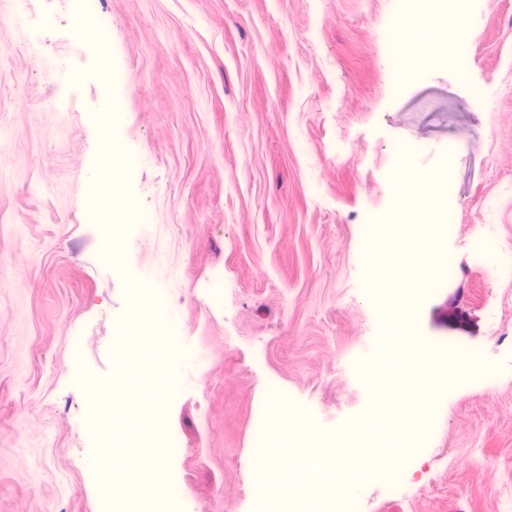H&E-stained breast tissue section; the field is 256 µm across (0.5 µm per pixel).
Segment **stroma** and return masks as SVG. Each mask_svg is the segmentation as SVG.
<instances>
[{"label":"stroma","mask_w":512,"mask_h":512,"mask_svg":"<svg viewBox=\"0 0 512 512\" xmlns=\"http://www.w3.org/2000/svg\"><path fill=\"white\" fill-rule=\"evenodd\" d=\"M466 56L428 21L396 31L400 0H89L124 78L116 139L137 151L112 175L137 238L88 223V155H103L94 84L65 109L58 61L73 51L66 0H0V512H102L84 467L94 421H112L115 495L145 512H262L252 436L276 449L272 500L324 481V447L356 424L403 448L427 372L482 364L436 408L438 429L394 484L363 477L357 512H512V0H466ZM420 63L395 80V50ZM431 147L451 211L435 249L423 237L365 255L398 187L431 196L422 162L399 174L394 145ZM133 253L180 324L189 361L160 398L150 321L127 335L135 297L104 243ZM373 262L384 301L409 310L420 352L388 338L364 294ZM385 345L372 389L354 363ZM80 359L112 402L71 379ZM288 411L272 409L276 396ZM321 430L304 447L292 422ZM181 439L177 507L142 489L138 457Z\"/></svg>","instance_id":"obj_1"}]
</instances>
